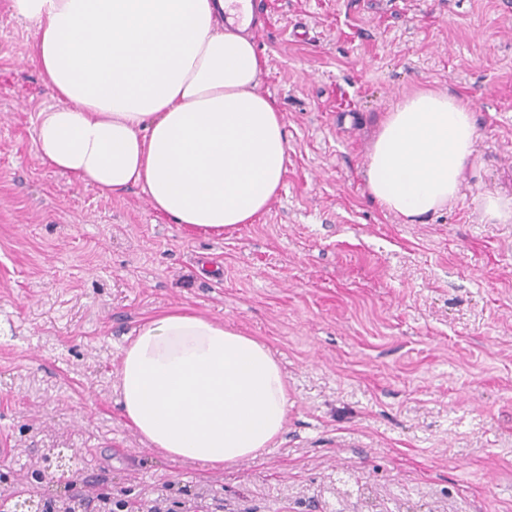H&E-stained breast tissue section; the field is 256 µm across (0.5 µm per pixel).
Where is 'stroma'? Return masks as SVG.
Instances as JSON below:
<instances>
[{
	"mask_svg": "<svg viewBox=\"0 0 512 512\" xmlns=\"http://www.w3.org/2000/svg\"><path fill=\"white\" fill-rule=\"evenodd\" d=\"M258 90L288 171L254 223L207 238L134 188L99 196L33 148L55 101L0 0V497L109 492L169 512H512V0H258ZM427 88L470 104L458 196L416 224L366 185L379 119ZM185 307L265 343L282 433L215 470L121 415L120 351ZM63 482L38 480L45 449Z\"/></svg>",
	"mask_w": 512,
	"mask_h": 512,
	"instance_id": "stroma-1",
	"label": "stroma"
}]
</instances>
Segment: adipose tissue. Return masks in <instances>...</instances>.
I'll return each mask as SVG.
<instances>
[{"instance_id":"1","label":"adipose tissue","mask_w":512,"mask_h":512,"mask_svg":"<svg viewBox=\"0 0 512 512\" xmlns=\"http://www.w3.org/2000/svg\"><path fill=\"white\" fill-rule=\"evenodd\" d=\"M226 0H10L56 101L33 146L49 167L100 196L137 186L186 229L223 236L254 223L289 161L283 115L258 93L266 60L225 27ZM470 106L421 89L387 112L367 187L415 222L459 192L474 151ZM127 423L174 460L221 468L256 456L288 414L268 346L203 314L144 322L122 350Z\"/></svg>"}]
</instances>
